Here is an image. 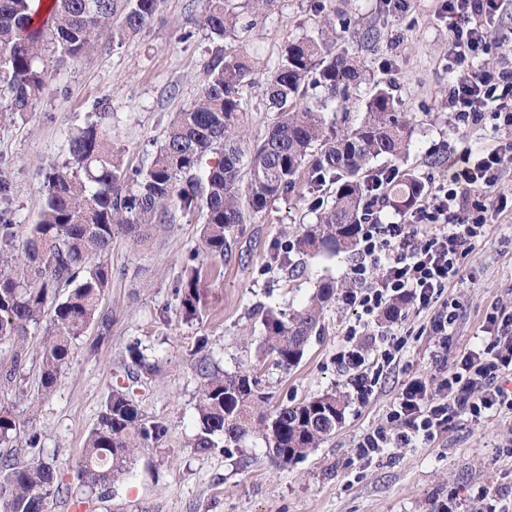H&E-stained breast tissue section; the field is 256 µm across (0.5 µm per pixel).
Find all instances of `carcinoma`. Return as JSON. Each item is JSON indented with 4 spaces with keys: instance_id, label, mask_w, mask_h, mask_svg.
Segmentation results:
<instances>
[{
    "instance_id": "carcinoma-1",
    "label": "carcinoma",
    "mask_w": 512,
    "mask_h": 512,
    "mask_svg": "<svg viewBox=\"0 0 512 512\" xmlns=\"http://www.w3.org/2000/svg\"><path fill=\"white\" fill-rule=\"evenodd\" d=\"M160 0H128L121 25L112 28L115 0H51L46 10L35 0H0V112L25 117L48 89L43 62L45 37L70 57L93 50L104 34L122 44L154 19ZM231 0H202L198 23L219 40H238L254 25ZM352 20L327 19L315 36L288 43L267 78L266 97L274 121L261 139L250 140L244 125L241 90L252 72L246 57L217 46L204 67L199 96L175 114L151 165L123 167L112 140L96 123L69 136V158L46 176L40 220L18 239L16 222L0 211V343L11 344V365L0 380L14 382L30 359L29 328L49 316L50 331L36 352L41 387L52 391L71 357L72 343L93 324L105 330L112 318L99 305L112 284V267L102 259L116 235L140 243L158 224L170 221V208L205 211L202 246L208 255H232L246 215L288 193L299 175L315 196L308 206L316 222L276 244L271 260L283 269L292 255L348 250L358 244L368 220L371 163H396L411 146L412 126L400 112L389 87L374 86L356 121L341 109L349 90L366 79V66L344 46ZM333 119L327 120V114ZM211 162H206L208 155ZM386 204L409 211L422 201L425 184L410 171L390 170ZM329 189L332 203L316 193ZM200 253L189 254L176 293L186 317L198 314ZM350 284L321 279L305 304L290 314L263 311L262 344L275 368L287 372L304 357L311 337L321 329L325 307ZM62 300H57L61 292ZM197 339L194 354L204 383L197 412L199 452L237 448L257 434L279 464L305 457L333 434L341 422L343 396L327 392L295 406H270L261 379L252 372L219 373L211 368ZM136 373L151 376L140 346L127 347ZM19 422L0 405V512H50L63 492L55 466L41 458L16 460ZM167 433L160 422H146L137 405L119 388L107 395L97 423L89 431L76 471L80 486L109 485L131 473L135 449Z\"/></svg>"
}]
</instances>
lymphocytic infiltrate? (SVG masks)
Returning a JSON list of instances; mask_svg holds the SVG:
<instances>
[{"mask_svg":"<svg viewBox=\"0 0 512 512\" xmlns=\"http://www.w3.org/2000/svg\"><path fill=\"white\" fill-rule=\"evenodd\" d=\"M447 9L448 54L469 69L448 87L451 121L479 124L489 118L495 128L511 131L512 69H477L473 63L493 41L503 54H512V38L495 36L490 27L492 20L512 9V0H448ZM458 161L450 179L436 186L408 222L363 225L352 268L359 287L345 295L359 314V325L397 299L420 310L433 309L445 290L463 278L462 257L487 236L490 223L504 211V199L494 188L511 161L505 148L468 147ZM485 322V337L442 370L437 387L415 378L402 389L387 414L397 427L396 435L379 429L364 433L356 442L359 456L429 442L463 416L476 420L512 411V310L494 308ZM401 349L400 342L388 341L370 361L358 351L347 352L359 402L369 400Z\"/></svg>","mask_w":512,"mask_h":512,"instance_id":"f902f5d3","label":"lymphocytic infiltrate"}]
</instances>
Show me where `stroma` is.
Wrapping results in <instances>:
<instances>
[{
	"label": "stroma",
	"mask_w": 512,
	"mask_h": 512,
	"mask_svg": "<svg viewBox=\"0 0 512 512\" xmlns=\"http://www.w3.org/2000/svg\"><path fill=\"white\" fill-rule=\"evenodd\" d=\"M318 1L323 11L315 10ZM200 12V0H161L154 20L131 42L118 45L105 37L76 59L47 45L52 80L41 101L27 120L0 116V168L13 181L8 207L19 237L39 220L44 178L64 160L68 133L100 122L124 167L150 166L170 120L198 96L216 46L194 23ZM334 14L348 15L357 29L380 32L372 43L348 40L367 66V80L352 91L348 110L360 111L374 82L391 84L400 111L415 124L404 165L426 186L447 180L448 160L463 148L512 143V132L494 129L492 120L473 127L448 118L454 64L441 0H406L402 10L388 9L386 0H273L237 44L254 67L241 92L251 137L264 135L274 118L265 82L288 40L316 35ZM306 192L305 181H298L292 192L249 215L231 259L205 258L200 314L193 320L186 318L175 287L188 253L201 247L203 213L173 209L171 223L156 227L143 245L114 238L105 255L112 286L100 304L112 319L111 331L103 335L93 326L75 341L51 394L42 395L31 374L0 391V401L13 406L26 432L40 435L41 454L55 461L69 486L51 512H438L449 494L467 499L481 488L494 496L497 512H512V453L503 448L512 439V413L461 418L433 442L389 448L367 462L354 456L362 432L392 430L386 414L403 385L434 373L439 339L428 330L432 310L410 307L405 319L371 320L354 337L347 329L357 313L339 297L325 308L323 330L311 337L296 368L283 372L266 362L257 307L296 308L322 278H352L350 251L303 257L293 273L263 272L275 241L315 222ZM463 269V279L443 295L458 306L448 337L452 358L481 336L493 306L512 304V213L502 214L487 239L475 243ZM390 336L405 342L400 359L385 370L370 402L358 404L340 356L356 347L373 358ZM201 337L216 369L257 368L273 403L294 405L340 392L345 410L334 435L286 465L271 461L256 435L239 448L198 453L191 443L199 431L202 379L193 350ZM134 341L148 359H161L156 376L128 377L126 347ZM117 386L128 389L146 419L165 422L168 433L138 448L129 478L88 490L79 487L76 467L107 394Z\"/></svg>",
	"instance_id": "35a3bbf8"
}]
</instances>
